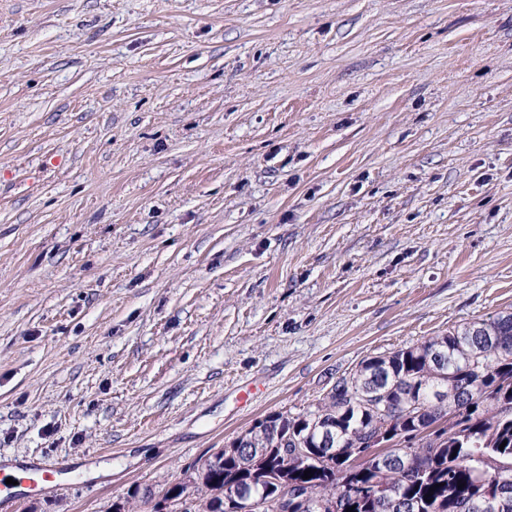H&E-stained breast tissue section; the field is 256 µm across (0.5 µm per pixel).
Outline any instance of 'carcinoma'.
<instances>
[{
  "label": "carcinoma",
  "mask_w": 512,
  "mask_h": 512,
  "mask_svg": "<svg viewBox=\"0 0 512 512\" xmlns=\"http://www.w3.org/2000/svg\"><path fill=\"white\" fill-rule=\"evenodd\" d=\"M276 418L165 490L171 512H231L233 494L248 512H279L287 485L308 494L303 512H512V312L373 356L315 409ZM368 439L378 452L361 460ZM138 497L152 512L136 491L112 512Z\"/></svg>",
  "instance_id": "carcinoma-1"
}]
</instances>
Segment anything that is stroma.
Listing matches in <instances>:
<instances>
[{"label": "stroma", "instance_id": "stroma-1", "mask_svg": "<svg viewBox=\"0 0 512 512\" xmlns=\"http://www.w3.org/2000/svg\"><path fill=\"white\" fill-rule=\"evenodd\" d=\"M510 309L512 0H0V464L69 473L12 512Z\"/></svg>", "mask_w": 512, "mask_h": 512}]
</instances>
